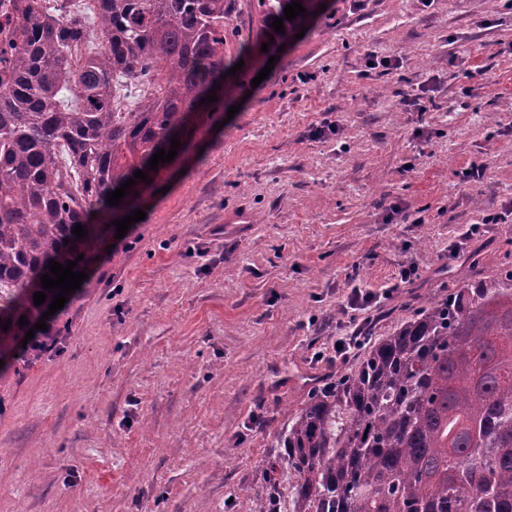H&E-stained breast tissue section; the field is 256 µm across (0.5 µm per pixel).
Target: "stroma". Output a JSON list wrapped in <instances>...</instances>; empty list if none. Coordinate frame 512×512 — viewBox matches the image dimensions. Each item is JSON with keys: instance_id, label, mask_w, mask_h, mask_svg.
<instances>
[{"instance_id": "35a3bbf8", "label": "stroma", "mask_w": 512, "mask_h": 512, "mask_svg": "<svg viewBox=\"0 0 512 512\" xmlns=\"http://www.w3.org/2000/svg\"><path fill=\"white\" fill-rule=\"evenodd\" d=\"M321 2L270 59L240 50L257 0H227L239 111L193 128L144 220L95 252L62 350L12 381L0 512H252L313 383L512 265V215L483 222L512 206V9ZM241 208L251 223H225Z\"/></svg>"}]
</instances>
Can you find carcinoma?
Instances as JSON below:
<instances>
[{"label":"carcinoma","mask_w":512,"mask_h":512,"mask_svg":"<svg viewBox=\"0 0 512 512\" xmlns=\"http://www.w3.org/2000/svg\"><path fill=\"white\" fill-rule=\"evenodd\" d=\"M290 3L258 0L270 51L304 23L285 19ZM96 15L90 27L23 0L0 61V324L12 321L0 329L11 351L0 389L68 334L63 308L24 341L47 311L33 294L49 262L87 253L103 224L136 209L140 179L118 206L106 195L138 170L154 178L152 156L184 139L236 63L224 0H97ZM92 35L99 50L77 59ZM116 77L158 91L117 112ZM285 441L254 512H512V267L379 339L356 371L311 394Z\"/></svg>","instance_id":"1"}]
</instances>
